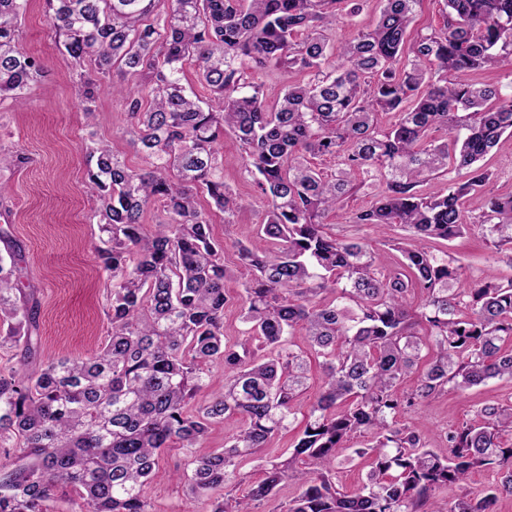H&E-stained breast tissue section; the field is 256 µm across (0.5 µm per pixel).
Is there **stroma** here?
<instances>
[{
	"label": "stroma",
	"instance_id": "stroma-1",
	"mask_svg": "<svg viewBox=\"0 0 512 512\" xmlns=\"http://www.w3.org/2000/svg\"><path fill=\"white\" fill-rule=\"evenodd\" d=\"M19 48L38 57L41 77L31 86L26 101L17 106L0 101V150L20 153L21 161L0 167V229L7 231L26 257L23 281L30 284L39 302L40 346L30 362H23L15 349H0V371H24L26 366L62 357L87 358L105 344L111 324L106 313L107 278L99 269L96 225L87 221L93 202L84 189L90 140L108 141L127 163L142 166L140 153L123 136L127 106L122 98L101 94L93 116H86L77 93L76 75L62 54L44 12L42 0H33L19 23ZM224 182L237 195L238 211L233 223L212 212L213 233L224 241V261L231 275L224 282L229 302L224 310L227 340L239 338L238 293L251 270L238 262L235 245L256 237L263 219L265 202L241 167L238 145L225 137ZM493 179L482 192L465 199L469 218H477L486 194L512 193V138L504 139L484 160ZM373 194L369 188L354 192L344 208L330 213L326 222L336 234L369 240L389 267H396L399 252L385 239L373 236L369 227L350 223L352 213L369 208ZM433 252L448 253L459 261L465 277L478 278L493 271L500 281L512 280V264L498 260L477 229H469L448 241H436ZM322 361L311 358L310 386L297 401V416L287 433L271 440L254 459L242 463L247 482L260 480L266 460L284 454L301 433L304 417L322 384ZM512 404V381L492 380L464 391H448L437 396L416 413L404 416L438 454H447L444 434L463 423L476 422L483 405ZM359 439L347 442L339 455L345 463L336 472V484L350 492L356 489L374 462L372 455H357ZM145 495L153 512H201L203 505L190 499L184 487L163 479L147 485Z\"/></svg>",
	"mask_w": 512,
	"mask_h": 512
}]
</instances>
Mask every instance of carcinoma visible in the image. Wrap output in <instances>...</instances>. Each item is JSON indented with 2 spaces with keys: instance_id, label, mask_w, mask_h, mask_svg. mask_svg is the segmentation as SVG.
Wrapping results in <instances>:
<instances>
[{
  "instance_id": "carcinoma-1",
  "label": "carcinoma",
  "mask_w": 512,
  "mask_h": 512,
  "mask_svg": "<svg viewBox=\"0 0 512 512\" xmlns=\"http://www.w3.org/2000/svg\"><path fill=\"white\" fill-rule=\"evenodd\" d=\"M44 0L62 52L80 69L85 112L106 90L125 97L124 133L144 156L132 167L103 141L88 151L86 188L97 201V253L111 281V330L87 359L60 358L0 374V448H20L0 474V512H48L58 488L88 512H151L146 484L177 446L190 470L177 474L210 512H252L288 481L284 512H493L512 496V406L485 405L481 423L446 434L448 455L429 449L398 416L449 390L512 379V281L467 280L429 249L475 226L512 244V193L484 200L468 220L463 198L491 180L479 161L512 136V94L477 76L501 71L512 88V0H445L443 26L408 41L420 0H382L376 25L336 48V7L354 0ZM30 0H0V97L25 102L42 64L17 47ZM196 67L209 97L183 84ZM299 72L274 104L250 72ZM380 113L393 114L386 128ZM442 128L448 140L431 132ZM239 143L246 171L267 199L256 239L237 244L254 270L242 284L244 338H224V244L200 198L224 214L238 207L224 186V135ZM333 155L326 180L309 155ZM466 173L459 181L452 174ZM448 176V191L422 186ZM375 202L349 223L400 227L398 267L368 245L324 230L326 213L357 184ZM164 218L146 228L147 209ZM21 250L0 254V347L36 352L38 302L20 280ZM425 293L414 307L408 296ZM332 294L324 301L322 294ZM302 326L324 384L288 456L266 461L265 478L234 493L239 464L288 429L308 367L289 336ZM224 391H209L213 368ZM418 372L416 386L405 377ZM243 420L224 449L193 455L213 425ZM370 438L375 467L354 492L333 481L337 455ZM494 468L495 483L442 507L433 493ZM225 490L223 500L210 493Z\"/></svg>"
}]
</instances>
